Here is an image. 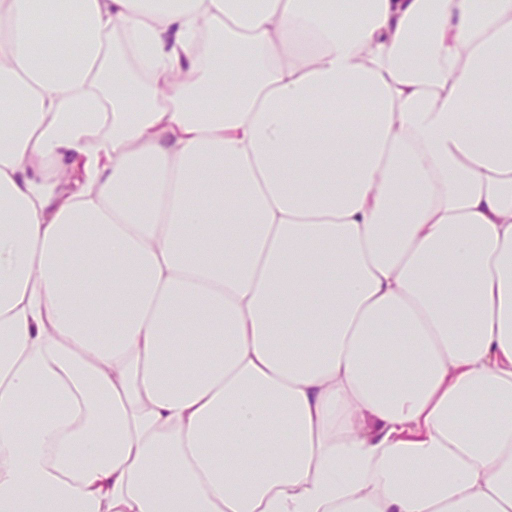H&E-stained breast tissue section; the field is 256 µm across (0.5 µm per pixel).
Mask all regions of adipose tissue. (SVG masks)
Instances as JSON below:
<instances>
[{"label": "adipose tissue", "mask_w": 512, "mask_h": 512, "mask_svg": "<svg viewBox=\"0 0 512 512\" xmlns=\"http://www.w3.org/2000/svg\"><path fill=\"white\" fill-rule=\"evenodd\" d=\"M0 105V512H512V0H0Z\"/></svg>", "instance_id": "ef3b65f1"}]
</instances>
